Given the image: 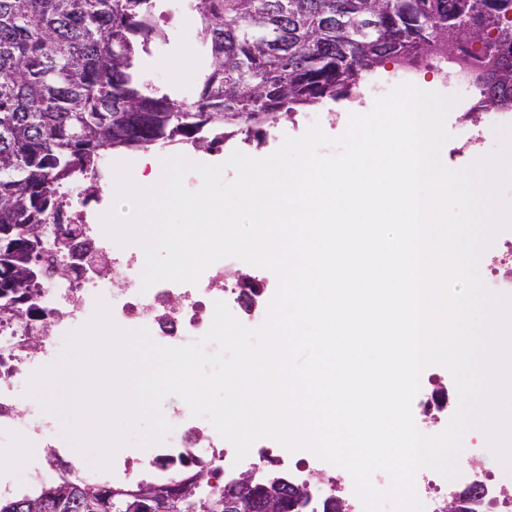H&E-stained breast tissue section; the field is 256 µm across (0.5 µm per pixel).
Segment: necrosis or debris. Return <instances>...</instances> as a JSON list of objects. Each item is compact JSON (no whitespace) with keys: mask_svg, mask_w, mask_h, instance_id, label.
Here are the masks:
<instances>
[{"mask_svg":"<svg viewBox=\"0 0 512 512\" xmlns=\"http://www.w3.org/2000/svg\"><path fill=\"white\" fill-rule=\"evenodd\" d=\"M444 70L447 83L462 95L480 93L475 78L476 62H462L440 52H430L423 62L399 65L391 82L371 83L369 93L378 99L394 87L412 82L419 64ZM75 231L62 238L48 230L39 275L44 288L35 301L33 320L0 327V453L16 449L29 451L25 477L45 483L56 477L75 481H98L116 486L132 482L168 483L184 468L205 464L223 479H232L237 466L233 446L224 440L204 417L192 416L185 402L172 405L166 418L173 430L159 445L141 448L129 442L114 455L111 470H87L85 463L69 450L55 448L50 439L57 429L37 402L20 405L18 396L26 391L35 372L58 356L67 334L86 325L98 301H105L113 322L122 329H147L163 346L192 344L209 330L215 302H224L245 326L261 325L268 304L263 281L244 286L223 261L212 265V274L197 284L163 281L150 289L142 287L144 252L135 243L118 244L101 225L90 224L82 211H74ZM78 265L79 270L62 278L59 266ZM487 284L495 293L512 296V229L499 233V241L487 265ZM415 418L420 431H441L448 424V392L427 376L415 398ZM301 460L318 468L317 484L311 487L313 502L335 499L340 512H364L354 490L353 479L332 473L324 460L302 450ZM415 489L425 512H447L451 502L466 500L469 512H512V469L499 467L489 474L476 458L467 459L456 480L421 471Z\"/></svg>","mask_w":512,"mask_h":512,"instance_id":"obj_1","label":"necrosis or debris"}]
</instances>
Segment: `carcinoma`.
I'll use <instances>...</instances> for the list:
<instances>
[{"mask_svg": "<svg viewBox=\"0 0 512 512\" xmlns=\"http://www.w3.org/2000/svg\"><path fill=\"white\" fill-rule=\"evenodd\" d=\"M196 51L209 60L186 103L145 92L140 50L165 34L153 0H0V247L41 239L67 208L63 188L100 184V161L122 149L176 139L212 150L325 99L352 97L368 77L432 39L456 37L501 56L482 84L481 108L512 112V0H189ZM21 275L25 248L0 267ZM37 288L0 274V324ZM168 502L166 512H224V494L251 512V494L305 512L307 485L273 475ZM136 488L67 479L0 498V512H138Z\"/></svg>", "mask_w": 512, "mask_h": 512, "instance_id": "carcinoma-1", "label": "carcinoma"}]
</instances>
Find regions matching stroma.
<instances>
[{
  "instance_id": "35a3bbf8",
  "label": "stroma",
  "mask_w": 512,
  "mask_h": 512,
  "mask_svg": "<svg viewBox=\"0 0 512 512\" xmlns=\"http://www.w3.org/2000/svg\"><path fill=\"white\" fill-rule=\"evenodd\" d=\"M197 26L198 20L191 14L174 17L169 21L167 29L176 38V48L156 61L147 57L139 60L140 75L150 92L186 102L196 99L201 89L200 81L195 72L186 71L185 65L190 48L195 42ZM374 104V98L369 95L355 100H326L318 107L323 120L324 133L332 137L341 135L347 127L350 114L369 112ZM452 110L454 115L458 112L469 113L470 118L464 123L456 122L454 115L447 120L451 138L444 145L441 155L449 168H463L470 164L472 155H488L498 148V126L493 123L489 112L477 109L475 98L459 96ZM305 132L303 117L298 114L290 118H282L273 126L267 127L261 143L257 145L244 143L238 138L211 151L183 144L169 146L162 150L156 148L122 150L113 153L112 159L116 162L129 163L131 172L135 173L146 160L152 158L162 160L175 155L185 156L197 164L222 163L237 150L252 157L264 158L275 152L285 137L298 138ZM477 132L483 135L481 147L473 152L464 150L463 142Z\"/></svg>"
}]
</instances>
